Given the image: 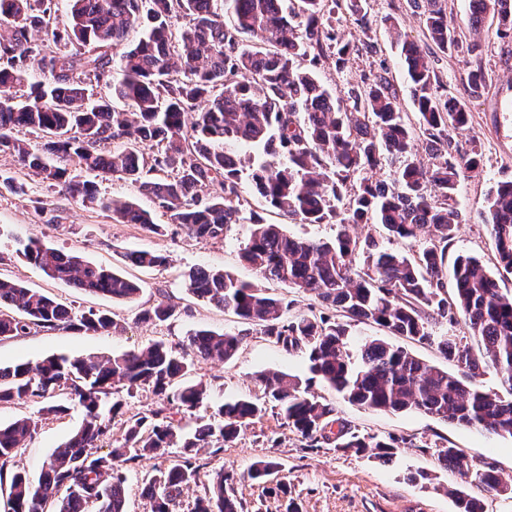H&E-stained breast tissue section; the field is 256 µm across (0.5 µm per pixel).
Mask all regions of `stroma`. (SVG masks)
I'll return each instance as SVG.
<instances>
[{
	"label": "stroma",
	"instance_id": "1",
	"mask_svg": "<svg viewBox=\"0 0 512 512\" xmlns=\"http://www.w3.org/2000/svg\"><path fill=\"white\" fill-rule=\"evenodd\" d=\"M447 11L458 26V46L444 51L428 37L410 0H367L369 26L355 16L339 11L335 26L352 53L344 67H336L334 57L323 59L317 68L320 81L340 94L363 76L387 68L405 120L417 125L406 71L400 50L388 29L396 21L407 40L424 49L434 60L440 83L450 96L466 102L470 112V133L455 135L460 150L477 145L481 170L466 175L458 187L456 200L465 220L449 246L446 259L454 261L464 253L477 258L488 270H496L498 258L483 222L487 197L497 182L512 180V42L496 35V25L485 22L479 33L467 27L468 0H445ZM480 42V55H471L468 46ZM482 66L486 86L479 97H472L466 76L474 66ZM32 198L0 195V251L13 252L18 241L35 238L81 255L85 260L135 279L142 286L140 295L129 300H114L71 288L46 277L34 266L18 260L0 268V274L16 279L30 289L42 292L75 309L93 307L108 312L118 323L109 333H78L40 329L23 336L0 341V365L36 363L51 355L109 356L161 342L180 349L187 332L205 328L218 333L242 334L237 354L223 363H196L182 377V384H200L206 390L203 403L192 411H179L174 418L182 431L196 422L209 420L224 401L256 398L261 391L255 378L262 372L283 371L308 377L305 356L286 350L263 336L259 327L240 320L197 299L185 287L191 268L204 266L232 273L239 280L258 283L259 278L240 260L249 236L250 220L278 224L294 236L321 240L333 239L332 224H305L298 217L272 208L264 198L243 186V223L232 225L224 238L198 241L179 228L156 236L136 224H117L109 212L88 207L72 199L46 194L40 183H33ZM134 250L157 251L167 256L166 266L139 268L126 260ZM175 308L173 316L157 325L141 323L142 312L157 300ZM350 346L358 348L367 339L389 338L391 344L405 347L418 358L436 366L445 361L436 350L410 342L400 336L387 337L377 325L354 322L349 327ZM125 406L112 421V437L104 444L112 449L124 442L126 421L136 414L155 409L158 399L150 391L127 390L116 385ZM311 391L333 402L337 415L353 431L380 438H405L392 461L387 464L365 455L336 450L325 444L306 447L304 439L291 430L280 415L269 411L243 428L235 441L221 452L203 449L199 454L200 475L196 484L184 489L177 512H192L196 497L203 495L210 476L218 470L233 472L235 495L244 512H455L448 496L456 474L440 468L432 453L435 445L462 449L476 468L494 467L504 478L512 479V439L487 436L475 430L441 421L420 413H391L365 409L349 403L320 380H313ZM85 418L81 407L70 406L67 414L44 416L37 432L25 446L16 450L10 470H22L38 477L43 462L61 442L78 429ZM272 458L280 465L278 479L283 491H271L249 476L252 465ZM432 474L429 482L407 481L410 471Z\"/></svg>",
	"mask_w": 512,
	"mask_h": 512
}]
</instances>
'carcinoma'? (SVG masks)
<instances>
[{
  "instance_id": "carcinoma-1",
  "label": "carcinoma",
  "mask_w": 512,
  "mask_h": 512,
  "mask_svg": "<svg viewBox=\"0 0 512 512\" xmlns=\"http://www.w3.org/2000/svg\"><path fill=\"white\" fill-rule=\"evenodd\" d=\"M409 2L422 4V23L439 48L457 44L455 21L443 0ZM62 3L69 26L60 31L53 23ZM365 3L224 0V13L234 17L228 25L214 0H0V154L15 158L47 192L107 210L117 224H138L157 236L175 225L206 241L240 223L244 165L238 147L257 151L248 178L258 194L306 224L333 223L338 231L334 240L321 241L255 222L242 262L265 280L313 295L343 318L436 348L456 372L379 338L362 344L355 363L346 323L315 315L290 318L283 298L222 270H191L187 289L261 327L285 349L305 351L309 371L353 404L420 412L512 438V293L465 255L453 264V295L446 291V250L463 222L458 184L481 162L476 139L463 153L452 147L450 133L469 130V111L442 89L429 55L394 30L432 158L425 166L386 68L347 87L342 97L315 72L331 52L336 64L345 63L348 45L341 43L332 18L344 8L366 24ZM182 15L191 20L177 30L174 19ZM488 15L497 20L498 37L512 41V0H469L467 26L473 33ZM137 27L142 36L127 43ZM244 33L253 44H243ZM47 40L55 48L46 49ZM114 64L112 97L129 102V112L88 95L89 86L110 77ZM384 160L397 164L390 185L373 179ZM85 172L138 184L167 223H157L151 211L132 201L100 195ZM207 184L218 185L221 193L202 197L199 190ZM1 191L23 196L28 185L0 173ZM484 221L500 267L512 274V180L492 191ZM360 224L380 225L389 241L422 240L424 246L413 253L390 250L369 233L351 235L349 227ZM19 245L13 255L0 254V264L23 258L51 279L116 300L141 291L135 280L77 254L35 239ZM127 259L141 268L168 262L150 250L131 252ZM172 313L162 299L143 311L141 321L164 322ZM444 320L463 323L466 335H437L434 327ZM37 328L102 333L117 324L103 311L75 310L0 278V340ZM241 341L239 333L201 329L186 336L179 352L153 343L112 356H52L34 366H0L1 403H37L61 389L85 411L82 426L54 449L38 480L22 471L11 474L3 512H126L127 476L120 461L151 459L179 447V459L153 468L142 489L151 512H174L183 488L197 482L199 450L233 441L269 404L311 448L333 442L338 450H368L385 463L406 443L350 430L332 404L283 372L257 375L262 397L226 402L218 411L220 425L204 424L182 436L172 410L197 408L204 390H173L172 382L199 359H231ZM487 370L495 372L503 393L476 383ZM118 383L129 392L148 388L161 403L128 421L121 446L100 453L112 417L122 408L119 400L105 404ZM38 421L30 416L0 425V475ZM434 456L462 483L448 490L456 512H483L482 501L465 484L487 493L512 492V483L493 467L472 469L457 448L438 446ZM278 469L275 460H261L250 477L263 482ZM233 480L228 472H215L193 512H241Z\"/></svg>"
}]
</instances>
